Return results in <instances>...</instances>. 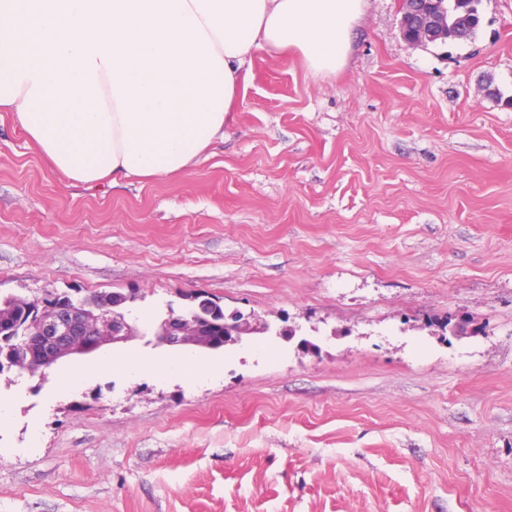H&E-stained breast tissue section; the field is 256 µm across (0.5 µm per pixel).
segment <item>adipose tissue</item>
<instances>
[{
    "mask_svg": "<svg viewBox=\"0 0 512 512\" xmlns=\"http://www.w3.org/2000/svg\"><path fill=\"white\" fill-rule=\"evenodd\" d=\"M366 0H0V108L78 183L178 175L254 54L342 68Z\"/></svg>",
    "mask_w": 512,
    "mask_h": 512,
    "instance_id": "obj_1",
    "label": "adipose tissue"
}]
</instances>
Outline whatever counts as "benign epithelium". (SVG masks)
Segmentation results:
<instances>
[{"mask_svg": "<svg viewBox=\"0 0 512 512\" xmlns=\"http://www.w3.org/2000/svg\"><path fill=\"white\" fill-rule=\"evenodd\" d=\"M400 31L403 39L417 45L446 35L448 14H426L417 0H402ZM135 300L132 295L114 294L112 305L98 308L85 299L61 302L47 295L37 302L18 337L19 356L4 355L0 370L17 371L30 377L44 376L45 371L61 360L87 355L105 345L126 343L143 336H152L159 344L173 348L195 346L214 348L213 338L202 321L217 309V302L209 296L196 297V311L176 314L160 321L154 327L142 328L126 316V304ZM31 302L29 298L0 299V341L15 330L17 307Z\"/></svg>", "mask_w": 512, "mask_h": 512, "instance_id": "benign-epithelium-1", "label": "benign epithelium"}]
</instances>
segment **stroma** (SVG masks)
<instances>
[{
  "label": "stroma",
  "mask_w": 512,
  "mask_h": 512,
  "mask_svg": "<svg viewBox=\"0 0 512 512\" xmlns=\"http://www.w3.org/2000/svg\"><path fill=\"white\" fill-rule=\"evenodd\" d=\"M479 12L413 46L367 0L330 75L258 51L178 176L73 184L0 112V295L269 325L206 383L97 371L181 355L142 338L0 376V512H512V0Z\"/></svg>",
  "instance_id": "obj_1"
}]
</instances>
